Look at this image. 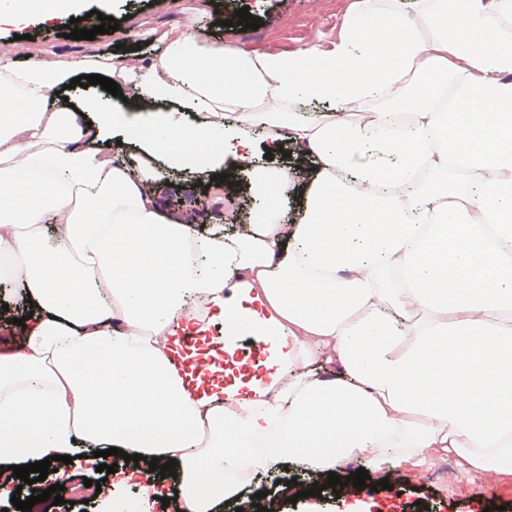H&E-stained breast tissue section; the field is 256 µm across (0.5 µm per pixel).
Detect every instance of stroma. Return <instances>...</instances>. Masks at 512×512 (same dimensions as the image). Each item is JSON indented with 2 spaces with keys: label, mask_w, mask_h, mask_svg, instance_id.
I'll list each match as a JSON object with an SVG mask.
<instances>
[{
  "label": "stroma",
  "mask_w": 512,
  "mask_h": 512,
  "mask_svg": "<svg viewBox=\"0 0 512 512\" xmlns=\"http://www.w3.org/2000/svg\"><path fill=\"white\" fill-rule=\"evenodd\" d=\"M204 7L206 14L200 23L203 37L211 43H224L242 52L264 48L269 42H278L283 49L294 50L312 41L331 42L340 27L342 0H111L114 22L126 26L128 21L138 24L142 38L140 50L119 47L114 34L96 35L92 40L63 38L62 33L69 17L51 23L29 25H0V47L12 50L17 59L47 54L59 59L89 53L112 56L115 53L134 55L138 65L149 66L155 61L160 45L152 35L164 28L182 23L186 15L197 7ZM248 8L251 15L259 17V29L240 31L233 19L238 8ZM249 174L238 172L230 182L216 185L210 173L174 170L170 173L171 188L181 189L184 195L205 199L203 213H192L196 226L209 229H226L236 223L238 216L252 208L248 191ZM427 461L419 456L391 454L384 468L370 469L369 477L356 498L364 501L368 512H484L485 508L501 506L512 512V472L499 475L495 492H487L482 476L460 474L459 481L465 493L454 494L442 490L431 481L418 482L415 470L426 467ZM295 464H284L253 476L246 488L233 498L224 500L216 512H236L253 501L256 493L265 492L268 512H339L333 490L322 496L302 498L289 502L288 491L273 485L272 476L292 478L299 473ZM388 480V488H380V480Z\"/></svg>",
  "instance_id": "35a3bbf8"
}]
</instances>
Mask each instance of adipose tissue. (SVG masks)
Masks as SVG:
<instances>
[{
  "label": "adipose tissue",
  "instance_id": "obj_1",
  "mask_svg": "<svg viewBox=\"0 0 512 512\" xmlns=\"http://www.w3.org/2000/svg\"><path fill=\"white\" fill-rule=\"evenodd\" d=\"M81 7L0 0V24ZM403 16V0H357L329 45L242 54L190 14L121 87L141 110L160 93L172 105L121 162L103 143L126 126L111 97L85 121L56 93L122 58L0 52V256L15 261L0 282L33 302L0 355V464L172 457L188 512L288 461L325 475L442 448L478 474L512 464V0H419L417 23ZM303 100L341 111H288ZM256 127L311 162L306 190L258 168ZM200 165L252 172L246 232L203 233L161 205L166 169ZM200 295L210 318L192 314ZM176 329L221 348L251 330L265 362L202 386ZM317 359L334 378L310 372Z\"/></svg>",
  "mask_w": 512,
  "mask_h": 512
}]
</instances>
